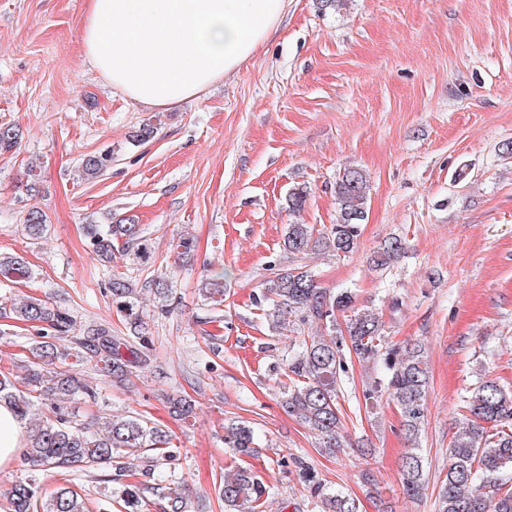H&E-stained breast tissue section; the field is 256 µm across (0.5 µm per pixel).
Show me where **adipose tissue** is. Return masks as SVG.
Wrapping results in <instances>:
<instances>
[{"mask_svg":"<svg viewBox=\"0 0 512 512\" xmlns=\"http://www.w3.org/2000/svg\"><path fill=\"white\" fill-rule=\"evenodd\" d=\"M288 0H89L86 60L146 110L198 97L275 31ZM24 450V426L0 404V468Z\"/></svg>","mask_w":512,"mask_h":512,"instance_id":"1","label":"adipose tissue"}]
</instances>
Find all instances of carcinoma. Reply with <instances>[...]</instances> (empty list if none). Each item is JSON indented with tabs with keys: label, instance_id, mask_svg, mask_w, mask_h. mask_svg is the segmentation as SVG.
Masks as SVG:
<instances>
[{
	"label": "carcinoma",
	"instance_id": "cac0c4a2",
	"mask_svg": "<svg viewBox=\"0 0 512 512\" xmlns=\"http://www.w3.org/2000/svg\"><path fill=\"white\" fill-rule=\"evenodd\" d=\"M19 130L0 126V153L18 145ZM112 162V154H89L82 163L87 180L100 177ZM366 174L347 167L336 180V223L323 231L312 224L293 222L286 225L283 246L289 254L307 255L314 251L336 255L354 251L365 220L368 198ZM309 191L303 185L288 190V211L300 213L306 206ZM46 215L32 210L25 217L24 230L37 239L45 231ZM89 245L102 265L110 267L114 243L123 241L122 253L132 262L145 263L151 247L140 225L88 224ZM405 249L404 242L390 237L373 252L371 263L386 269L397 262ZM33 272L20 257H0V276L15 282L31 278ZM107 288L112 305L129 327L130 335L114 336L103 325H88L69 346L58 349L56 339L68 336L74 327L72 316L51 308L42 300L28 298L11 304L10 315L30 324L43 338L32 350L37 362L27 369L22 386L4 373L0 374V402L9 404L16 415L28 424L29 435L22 461L32 475L15 482L6 495V512H86L83 496L75 489L58 486L42 488L46 472L52 469L106 468L124 476L123 459L157 451L156 458L142 467L143 479L120 483L113 490L114 501L123 512H146L147 493L155 491L164 500V512H191L186 488L171 479L162 485L155 477V462L172 461L177 456L171 438L157 426L138 415L114 416L104 422L82 425L73 422L61 403L81 396L96 401L98 392L86 379L59 363L70 357L91 365L104 375L123 380L133 370L150 366L147 352L150 327L145 321L137 288L124 278L108 277ZM146 289L154 302L164 309L172 295L168 278L156 275ZM199 294L210 306L224 303V273L208 276L200 284ZM258 306L268 307L272 329L281 330L288 318L302 324L328 328L294 339L287 363L270 368L278 381L279 403L290 416L304 423L317 437V450L334 454L345 447L339 393L349 363H379L385 375L370 380L363 390L365 402H373L386 392L398 406L403 434L411 448L402 457L400 471L404 493L410 499L421 496L428 480L424 460L418 448L426 414L429 371L424 348L420 345L398 346L385 335L379 313L357 309L348 291L332 292L318 286L311 270L300 265L287 268L268 280L255 296ZM348 312L347 335L336 334V313ZM172 412L187 419L194 414L192 400L176 396L170 401ZM459 410L464 421L456 424L449 442L448 470L438 492V512H512V388L495 379H482L459 396ZM224 445L237 455L250 456L258 448L253 427L246 421L224 426ZM293 462L299 478L308 487L317 512H359L357 499L321 483L308 465L297 457L282 458L286 467ZM271 487L263 477L248 467L228 469L220 476L218 496L225 512H265Z\"/></svg>",
	"mask_w": 512,
	"mask_h": 512
}]
</instances>
